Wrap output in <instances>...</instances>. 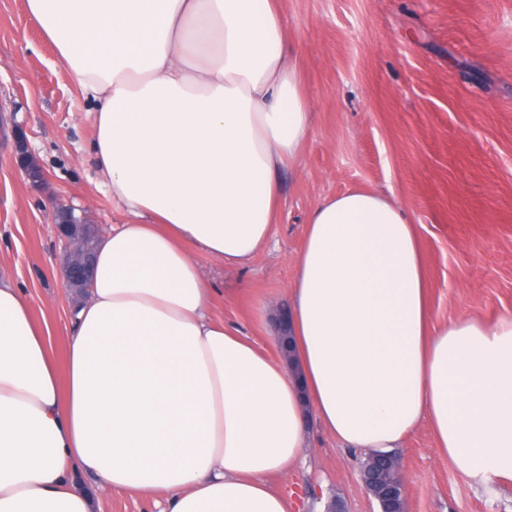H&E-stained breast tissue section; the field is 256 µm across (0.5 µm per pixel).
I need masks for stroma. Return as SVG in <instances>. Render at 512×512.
Here are the masks:
<instances>
[{
	"mask_svg": "<svg viewBox=\"0 0 512 512\" xmlns=\"http://www.w3.org/2000/svg\"><path fill=\"white\" fill-rule=\"evenodd\" d=\"M280 8L313 129L297 167L280 175L271 248L235 270L196 255L222 290L216 315L278 354V315L309 210L353 186L392 192L408 207L439 321L512 313V0H280ZM88 106L26 0H0V111L24 127L49 175L46 189L33 188L0 139V273L59 338L70 301L49 196L86 209L104 230L127 220L93 160ZM310 443L306 464L288 477L297 512H325L334 498L347 512H377L356 450L316 423ZM399 453L406 512H512V487L466 482L428 427ZM76 481L96 512H154L144 494L103 495L81 473Z\"/></svg>",
	"mask_w": 512,
	"mask_h": 512,
	"instance_id": "stroma-1",
	"label": "stroma"
}]
</instances>
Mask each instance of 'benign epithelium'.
<instances>
[{"label": "benign epithelium", "mask_w": 512, "mask_h": 512, "mask_svg": "<svg viewBox=\"0 0 512 512\" xmlns=\"http://www.w3.org/2000/svg\"><path fill=\"white\" fill-rule=\"evenodd\" d=\"M13 162L34 187L48 183V174L30 151L23 128L13 129ZM55 229L63 247L61 270L65 293L77 303L87 297L91 286L92 255L98 238L97 225L84 209L51 200ZM371 470L357 469L366 496L375 501L378 512H405L406 483L400 474V458L393 453H374Z\"/></svg>", "instance_id": "benign-epithelium-1"}]
</instances>
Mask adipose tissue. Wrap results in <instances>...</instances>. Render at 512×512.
<instances>
[{"label": "adipose tissue", "mask_w": 512, "mask_h": 512, "mask_svg": "<svg viewBox=\"0 0 512 512\" xmlns=\"http://www.w3.org/2000/svg\"><path fill=\"white\" fill-rule=\"evenodd\" d=\"M84 98L128 214L56 351L0 277V512H292L306 412L344 447L421 426L475 485L512 484V313L437 322L405 208L355 187L312 208L288 286L292 363L213 313L195 261L248 265L313 128L278 0H27ZM76 482L86 491L95 512H153V499L138 492L113 493L102 495L92 481L82 473H77Z\"/></svg>", "instance_id": "adipose-tissue-1"}]
</instances>
